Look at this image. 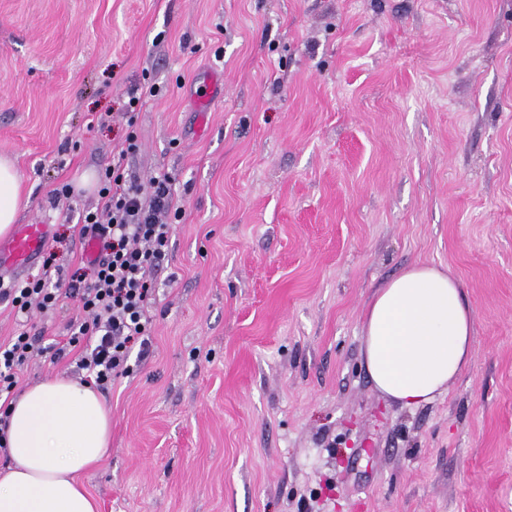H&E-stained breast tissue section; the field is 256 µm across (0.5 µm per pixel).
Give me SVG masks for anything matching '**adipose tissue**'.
Instances as JSON below:
<instances>
[{
  "instance_id": "1",
  "label": "adipose tissue",
  "mask_w": 512,
  "mask_h": 512,
  "mask_svg": "<svg viewBox=\"0 0 512 512\" xmlns=\"http://www.w3.org/2000/svg\"><path fill=\"white\" fill-rule=\"evenodd\" d=\"M28 199L13 163L0 157V235ZM473 314L449 272L416 264L376 288L362 354L375 388L410 406L445 393L469 364ZM10 463L0 470V512H96L80 476L103 456L111 420L93 389L49 378L26 391L6 428Z\"/></svg>"
}]
</instances>
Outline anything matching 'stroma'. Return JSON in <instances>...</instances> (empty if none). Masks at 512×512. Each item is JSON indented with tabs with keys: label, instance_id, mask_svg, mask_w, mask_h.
<instances>
[{
	"label": "stroma",
	"instance_id": "35a3bbf8",
	"mask_svg": "<svg viewBox=\"0 0 512 512\" xmlns=\"http://www.w3.org/2000/svg\"><path fill=\"white\" fill-rule=\"evenodd\" d=\"M130 129L185 217L102 394L98 512H512V0H0V156L61 263ZM417 262L459 281L474 353L406 407L362 327ZM76 314L32 315L18 390L77 380Z\"/></svg>",
	"mask_w": 512,
	"mask_h": 512
}]
</instances>
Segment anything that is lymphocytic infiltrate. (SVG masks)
Here are the masks:
<instances>
[{
  "label": "lymphocytic infiltrate",
  "instance_id": "1",
  "mask_svg": "<svg viewBox=\"0 0 512 512\" xmlns=\"http://www.w3.org/2000/svg\"><path fill=\"white\" fill-rule=\"evenodd\" d=\"M137 149L132 133L113 148L111 165L99 174L98 204L78 218L80 235L98 246L88 266L65 270L49 251L39 275L22 282L0 279V299L19 316L53 310L65 295L76 299L80 315L68 325V344L81 352L83 383L101 390L129 377L130 353L151 331V273L165 262L172 224L183 213L170 178H152L145 188L126 174L124 161ZM34 352L25 330L0 343V397L13 394Z\"/></svg>",
  "mask_w": 512,
  "mask_h": 512
}]
</instances>
